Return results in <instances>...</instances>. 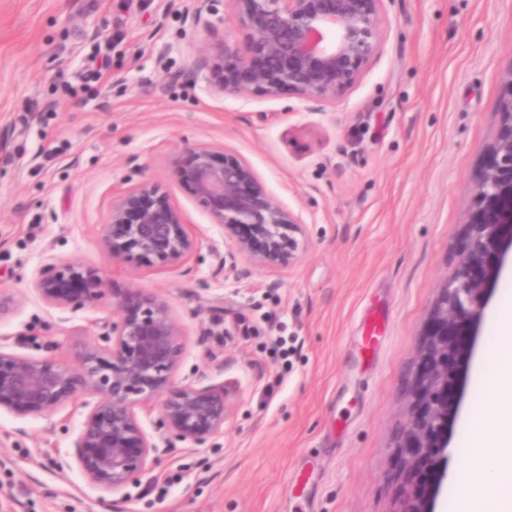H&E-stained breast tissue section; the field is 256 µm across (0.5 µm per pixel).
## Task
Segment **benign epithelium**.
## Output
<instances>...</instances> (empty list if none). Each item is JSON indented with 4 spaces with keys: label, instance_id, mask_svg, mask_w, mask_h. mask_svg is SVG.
<instances>
[{
    "label": "benign epithelium",
    "instance_id": "7a95c632",
    "mask_svg": "<svg viewBox=\"0 0 512 512\" xmlns=\"http://www.w3.org/2000/svg\"><path fill=\"white\" fill-rule=\"evenodd\" d=\"M247 32L238 43L211 47L203 80L218 95L290 94L320 104L346 94L380 50L384 0H226ZM233 253L260 267L295 263L307 248L302 215L285 206L249 162L197 145L176 167ZM101 245L112 261L132 256L161 264L188 257L196 242L161 187L144 180L115 203ZM512 252V70L503 78L500 122L486 149L475 200L457 250L453 276L440 288L420 345L406 422L394 441L401 485L399 512H433L447 477L448 428L460 397V367L470 357L484 310ZM59 309L96 305L106 278L76 261H56L34 284ZM106 346L85 345L77 366L36 359L0 346V409L51 418L71 401L86 411L74 459L86 480L106 491L137 485L151 471L158 446L136 408L161 402V420L175 439L202 446L224 431L231 404L222 385L178 383L184 332L170 304L132 289L113 302Z\"/></svg>",
    "mask_w": 512,
    "mask_h": 512
}]
</instances>
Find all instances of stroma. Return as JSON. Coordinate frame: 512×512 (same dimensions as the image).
Returning a JSON list of instances; mask_svg holds the SVG:
<instances>
[{"label": "stroma", "mask_w": 512, "mask_h": 512, "mask_svg": "<svg viewBox=\"0 0 512 512\" xmlns=\"http://www.w3.org/2000/svg\"><path fill=\"white\" fill-rule=\"evenodd\" d=\"M381 49L346 95L320 105L212 94L185 72L209 46L243 42L224 0L208 25L193 0H0V341L75 365L129 289L169 302L185 333L177 381L232 393L224 431L159 446L140 486L109 494L74 460L84 408L51 419L0 410V512H399L394 437L427 319L456 266L483 155L512 69V0H385ZM234 151L307 222L290 266L237 258L175 175L186 148ZM182 212L194 251L161 266L101 246L114 202L143 180ZM77 259L109 282L95 306L45 305L34 281ZM385 328L362 354L366 317ZM293 351L281 357L275 337ZM448 479L463 420L484 392L460 368Z\"/></svg>", "instance_id": "stroma-1"}]
</instances>
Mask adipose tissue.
<instances>
[{"instance_id":"obj_1","label":"adipose tissue","mask_w":512,"mask_h":512,"mask_svg":"<svg viewBox=\"0 0 512 512\" xmlns=\"http://www.w3.org/2000/svg\"><path fill=\"white\" fill-rule=\"evenodd\" d=\"M498 341L476 361L474 377L490 395L464 420V470L453 486L456 512H512V303L489 315Z\"/></svg>"}]
</instances>
